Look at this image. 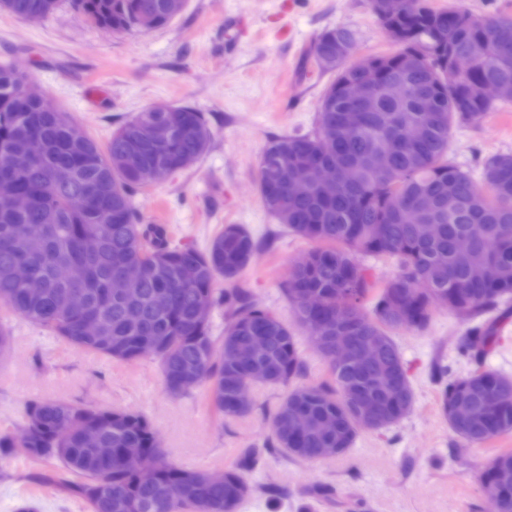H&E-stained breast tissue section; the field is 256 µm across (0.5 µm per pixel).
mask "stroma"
<instances>
[{
    "instance_id": "1",
    "label": "stroma",
    "mask_w": 512,
    "mask_h": 512,
    "mask_svg": "<svg viewBox=\"0 0 512 512\" xmlns=\"http://www.w3.org/2000/svg\"><path fill=\"white\" fill-rule=\"evenodd\" d=\"M338 26L356 30L353 59L395 46L369 0H186L164 28L116 34L91 24L68 0L30 23L0 11V64L44 90L99 144L125 119L154 104H190L212 131L206 153L187 169L136 197L143 223L168 225L176 240L205 248L227 224L244 225L259 241L239 279L252 302L285 321L293 314L280 291L289 268L313 244L288 232L263 207L259 162L269 142L312 130L333 79L304 61L314 39ZM456 163L480 172L490 157L512 153V101L497 103L479 123L450 137ZM12 343L0 354V429L16 430L31 399L143 412L171 461L218 472L241 449L271 448L269 415L283 389L254 387L241 417L219 413L204 390L173 398L157 362H118L60 341L0 306ZM469 328L443 306L426 329L393 338L413 389L407 417L383 431L359 432L345 455L306 462L272 450L252 474L243 512H490L480 472L512 433L469 444L448 427L440 407L441 374L472 367L460 346ZM29 462L0 457V512L32 502L37 512H87L85 504L30 481ZM282 498L271 503L269 488Z\"/></svg>"
}]
</instances>
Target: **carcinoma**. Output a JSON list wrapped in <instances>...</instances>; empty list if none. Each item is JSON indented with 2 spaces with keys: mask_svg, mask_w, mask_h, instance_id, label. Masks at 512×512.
Wrapping results in <instances>:
<instances>
[{
  "mask_svg": "<svg viewBox=\"0 0 512 512\" xmlns=\"http://www.w3.org/2000/svg\"><path fill=\"white\" fill-rule=\"evenodd\" d=\"M59 2L0 0V11L36 22ZM379 2L369 0L370 8L399 51L371 55V77L338 54L355 44L354 30L322 32L313 61L336 77L322 97L315 129L274 138L259 163L264 208L295 236L320 243L281 283L298 323L330 341L375 340L380 352L374 366H341L323 351L330 379L303 382L306 364L293 329L235 286L258 248L247 229L227 224L200 250L178 243L164 225L139 222L137 192L207 151L211 130L203 112L190 105L148 107L119 125L102 147L64 112L43 111L26 76L7 64L0 65V187L24 192L32 203L14 210L0 202V303L74 348L117 361H139L143 343L156 339L153 358L168 393L191 394L180 388L182 377L191 375L198 388L210 383L213 405L228 417L249 413L236 404L244 383L283 387L286 394L271 414L276 450L316 461L326 448L346 454L359 431L387 429L410 412L413 391L391 332L425 329L433 300L443 296L460 318L478 321L462 337L474 369L442 390L449 428L477 444L511 433L512 377L485 367L509 311L482 318L512 299V154L485 161L481 188L448 149L454 127L478 123L495 107L479 100L482 83L512 89V16L479 18L437 9L429 0H398L396 13L383 14ZM173 3L70 0L90 23L114 33L143 30L142 14L153 29L167 25ZM351 80L368 83L372 93L358 102L345 99L342 85ZM417 124L425 127L420 141L411 136ZM321 162L348 172L336 196L310 186L288 195V182L304 179L306 167ZM420 224L436 225V234L420 238ZM89 235L101 240L95 253L83 246ZM362 256L397 261L396 273L374 296ZM487 263L497 266L493 281L477 277ZM16 264L43 283L41 297H30L14 279ZM129 264L140 265L144 275L116 299L112 280ZM69 265L82 267L85 277L62 280L59 271ZM187 268L193 277L184 276ZM159 291L169 294L164 309L154 304ZM72 292L85 294L86 311H65ZM202 297L224 309V334H215L210 322H196ZM130 308L140 315L135 324L126 319ZM95 318L104 340L83 334ZM255 336L265 338V349L253 350ZM363 399L371 407L367 416L358 408ZM459 406L470 415L458 417ZM23 420L21 437L0 433V456L45 466L33 479L85 502L90 512H238L251 490L244 470L262 454L244 449L240 465L216 483L208 471L169 461L141 413L45 399L26 402ZM89 428L113 449L111 458L84 447L82 433ZM131 450L153 459L152 481L123 468ZM480 479L485 492L500 498V512H512V451L495 454Z\"/></svg>",
  "mask_w": 512,
  "mask_h": 512,
  "instance_id": "carcinoma-1",
  "label": "carcinoma"
}]
</instances>
